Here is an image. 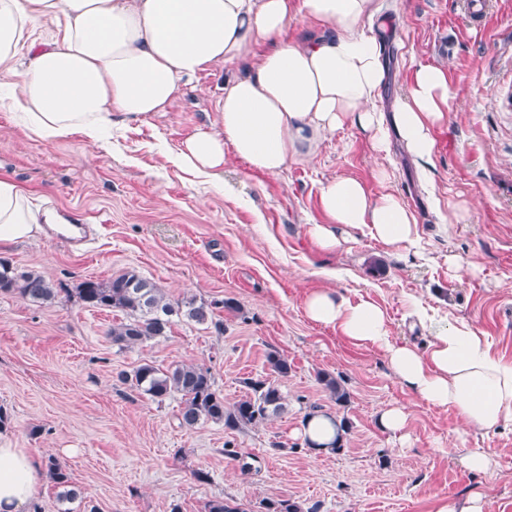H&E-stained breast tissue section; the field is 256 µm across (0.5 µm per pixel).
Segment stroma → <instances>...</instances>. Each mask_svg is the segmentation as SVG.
<instances>
[{
    "instance_id": "35a3bbf8",
    "label": "stroma",
    "mask_w": 512,
    "mask_h": 512,
    "mask_svg": "<svg viewBox=\"0 0 512 512\" xmlns=\"http://www.w3.org/2000/svg\"><path fill=\"white\" fill-rule=\"evenodd\" d=\"M386 29L381 111L421 65L446 69L457 107L433 129L434 165L423 171L391 135L375 154L347 124L318 153L276 175L229 157L222 186L183 172L164 157L217 119L223 81L245 64L225 65L182 85L166 112L107 134L104 147L82 136L49 143L21 126L9 104L16 76L0 73V176L15 179L35 204L72 212L93 231L89 247L39 233L0 247V260L41 272L59 288L54 304L0 292V446L52 456L83 496L59 501L52 482L38 512H205L224 498L243 512L289 498L317 512H436L441 501L481 492L488 512H512V426L462 434L458 413L416 399L383 352L310 320L306 294L327 288L368 300L389 319L394 338L424 350L436 328L461 320L512 361V0H376ZM390 182H381L378 168ZM349 176L371 196L396 193L416 217L415 241L388 247L347 230L335 252L307 228L326 223L319 189ZM466 200L465 221H448ZM463 266L448 269L449 255ZM382 263L375 272L374 263ZM134 269L167 299L220 302L217 325L180 322L169 336L122 350L108 334L121 313L85 307L87 279ZM233 308H224V301ZM278 352L288 409L235 430L179 421V397L157 403L124 383L137 365L186 363L208 369L225 405L267 372ZM341 376L350 399L339 406L317 376ZM409 414L406 446L379 423L382 410ZM349 422L338 452L304 446L312 411ZM487 450V477L459 462L464 448Z\"/></svg>"
}]
</instances>
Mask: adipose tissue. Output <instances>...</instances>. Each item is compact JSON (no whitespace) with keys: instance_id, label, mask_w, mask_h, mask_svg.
Wrapping results in <instances>:
<instances>
[{"instance_id":"ef3b65f1","label":"adipose tissue","mask_w":512,"mask_h":512,"mask_svg":"<svg viewBox=\"0 0 512 512\" xmlns=\"http://www.w3.org/2000/svg\"><path fill=\"white\" fill-rule=\"evenodd\" d=\"M377 13L375 0H0V70L27 62L11 102L24 129L48 142L79 133L101 146L114 128L165 111L185 79L249 62V73L218 95L217 123L187 137L170 161L219 182L229 147L253 170L275 175L313 156L347 123L368 135L375 153L387 151L384 115L375 106L384 47L364 30ZM41 20L62 21L60 37L34 39ZM301 20L318 33L286 39ZM454 97L444 68L418 66L393 115L413 158H432L433 128ZM319 199L328 221L308 233L327 251L340 247L341 227L399 247L416 222L399 196H370L347 176L324 182ZM71 221L69 211L35 206L16 181L0 177V245ZM305 310L381 349L416 398L455 409L467 429L512 425V362L494 355L471 325L445 327L422 353L395 340L384 311L370 301L317 290ZM44 478L30 449L0 447V512H33Z\"/></svg>"}]
</instances>
